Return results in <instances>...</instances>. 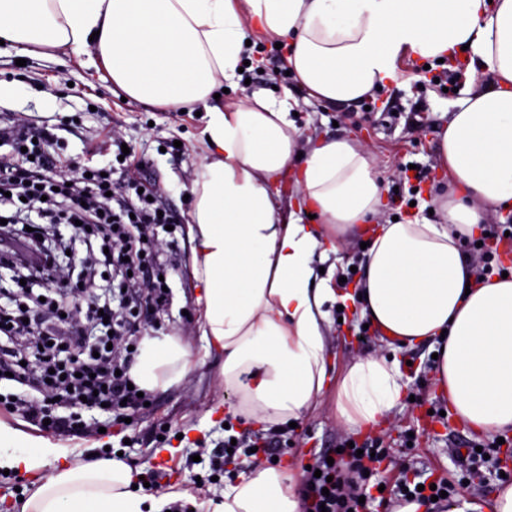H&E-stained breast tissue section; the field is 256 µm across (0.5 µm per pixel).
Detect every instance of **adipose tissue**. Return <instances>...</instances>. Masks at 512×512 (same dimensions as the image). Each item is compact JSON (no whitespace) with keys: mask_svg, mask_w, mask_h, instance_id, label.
Returning a JSON list of instances; mask_svg holds the SVG:
<instances>
[{"mask_svg":"<svg viewBox=\"0 0 512 512\" xmlns=\"http://www.w3.org/2000/svg\"><path fill=\"white\" fill-rule=\"evenodd\" d=\"M288 48V67L325 105L361 100L396 79L409 58L468 51L490 78L468 83L439 131V156L456 188L448 221L372 231L355 293H339L319 258L324 225L345 232L378 213L383 180L348 140L300 144L289 99L254 94L211 104L234 82L247 30ZM0 40L18 52L51 44L105 68L129 98L204 110L207 161L192 186L196 331L223 360L228 414L265 427L300 421L328 389L331 309L351 305L385 333L389 355L352 356L337 410L349 428L378 423L404 387L399 353L439 347L435 381L459 423L512 428V273L477 279L460 239L482 207L512 206V0H0ZM297 166L298 211L282 215L271 182ZM316 215L304 223L300 209ZM174 335L143 336L130 375L166 389L192 371ZM69 446L0 421V470L21 469L34 492L22 512H167L170 496L135 489L141 474L118 454L71 464ZM51 474H44L47 463ZM292 474L256 467L224 485L215 512H300Z\"/></svg>","mask_w":512,"mask_h":512,"instance_id":"ef3b65f1","label":"adipose tissue"}]
</instances>
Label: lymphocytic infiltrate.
Wrapping results in <instances>:
<instances>
[{
    "label": "lymphocytic infiltrate",
    "instance_id": "obj_1",
    "mask_svg": "<svg viewBox=\"0 0 512 512\" xmlns=\"http://www.w3.org/2000/svg\"><path fill=\"white\" fill-rule=\"evenodd\" d=\"M54 135L24 119L0 127V141L13 157L0 161V208L37 212L53 224H76L85 244L98 243L112 255V291L117 307L101 308L90 292L97 271L87 267L66 293L26 309L0 306V379L22 362L35 359L32 376L37 397L5 396L0 409L36 421H48L58 434L81 430L79 407L107 405L116 416L144 411V400L130 390L133 349L140 338L132 326L147 327L149 313L163 311L167 292L158 261L157 229L177 225L163 211L161 188L142 178L141 161L124 159L119 178L81 171L64 173L48 151ZM88 298L80 306V298ZM69 416L56 415V408ZM389 457L387 449L357 452L347 447L333 458L319 456L303 482V512H370L375 497L365 473Z\"/></svg>",
    "mask_w": 512,
    "mask_h": 512
}]
</instances>
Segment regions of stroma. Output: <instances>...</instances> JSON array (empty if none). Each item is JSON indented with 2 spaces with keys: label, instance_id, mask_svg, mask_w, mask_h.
Returning <instances> with one entry per match:
<instances>
[{
  "label": "stroma",
  "instance_id": "stroma-1",
  "mask_svg": "<svg viewBox=\"0 0 512 512\" xmlns=\"http://www.w3.org/2000/svg\"><path fill=\"white\" fill-rule=\"evenodd\" d=\"M248 36L253 47L250 64L242 78L221 94L220 103L235 102L255 92L274 100L289 98L303 137H346L370 151L386 178L378 223L414 216L425 223H442V214L430 210L432 200L448 185L439 165L438 131L442 113L457 95L435 86L431 77L448 70V63L426 66L402 61L397 80L383 85L373 97L374 111H366L359 102L334 108L311 98L293 77L282 72L286 51L276 48L273 38L254 29ZM17 57L14 49L0 45V86L9 90L0 97V121L24 117L36 126L48 127L55 135L50 153L61 166H108L115 163L119 144H127L135 155L145 158L146 172L159 182L165 206L183 223H190L192 202L187 195L205 161L200 117L123 99L105 71L85 67L63 49L54 50L49 58L27 55L22 66L17 65ZM405 164L421 171L420 185L399 180V170ZM162 258L171 266L173 298L167 313L154 320L148 332L181 336L190 345L194 371L167 390L153 391L152 409L134 417L129 425L110 427L103 434L70 436L66 442L74 448L70 456L74 462L89 460L92 445L105 442L144 469L159 467L165 473L168 493L187 502V512H213L217 499L224 495L223 484L206 485L202 493L195 494L188 487L189 477L210 476V460L222 455L224 439L255 430L256 425L242 416L231 419L211 412L225 397L224 383L219 359L196 334L199 310L188 236L165 238ZM332 334L334 385L296 427L267 430L271 446L261 455V466L274 465L298 474L313 455L334 452L346 438L361 443L381 436L401 458L407 477L443 475L456 481L465 469L454 449L480 443L492 464L482 467L483 486L472 492L471 498L491 505L504 489L500 481L503 451L493 445L489 435L458 424L452 415H441L448 401L435 386L432 349L420 347L401 353L405 386L399 403L387 420L352 430L338 419L336 383L352 353L383 355L387 349L378 337L361 336L349 316L334 323ZM167 445L173 447L174 454L166 458L161 450Z\"/></svg>",
  "mask_w": 512,
  "mask_h": 512
}]
</instances>
